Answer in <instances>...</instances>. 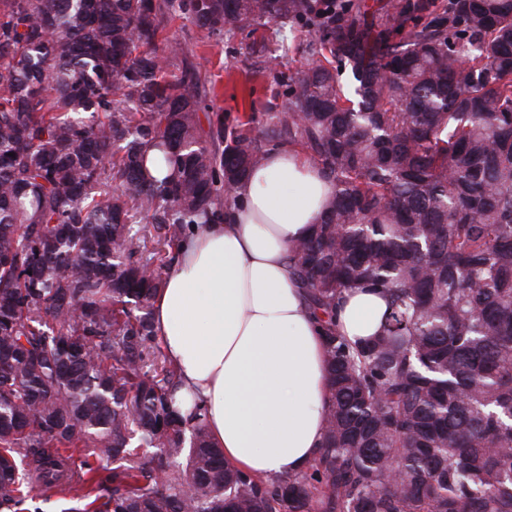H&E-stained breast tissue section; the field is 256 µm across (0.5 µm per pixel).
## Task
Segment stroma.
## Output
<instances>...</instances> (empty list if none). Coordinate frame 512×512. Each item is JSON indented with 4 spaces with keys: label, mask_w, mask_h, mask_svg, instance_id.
<instances>
[{
    "label": "stroma",
    "mask_w": 512,
    "mask_h": 512,
    "mask_svg": "<svg viewBox=\"0 0 512 512\" xmlns=\"http://www.w3.org/2000/svg\"><path fill=\"white\" fill-rule=\"evenodd\" d=\"M164 25L180 45L179 59L192 64L198 84L204 85L212 112L279 110L285 101L281 75L307 69L314 62L304 50L307 35L300 30L285 35L274 25L260 24L254 32L228 39L208 35L182 16L165 20ZM256 40L266 43V57L254 53Z\"/></svg>",
    "instance_id": "stroma-1"
}]
</instances>
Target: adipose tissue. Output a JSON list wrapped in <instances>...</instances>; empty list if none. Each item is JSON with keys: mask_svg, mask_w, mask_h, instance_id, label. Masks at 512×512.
<instances>
[{"mask_svg": "<svg viewBox=\"0 0 512 512\" xmlns=\"http://www.w3.org/2000/svg\"><path fill=\"white\" fill-rule=\"evenodd\" d=\"M329 184L292 149L271 151L219 224L195 225L155 296L152 317L176 365L179 406L202 402L227 464L264 480L304 470L328 406L321 327L289 277L288 248L317 222ZM375 291L346 294L336 327L374 335Z\"/></svg>", "mask_w": 512, "mask_h": 512, "instance_id": "adipose-tissue-1", "label": "adipose tissue"}]
</instances>
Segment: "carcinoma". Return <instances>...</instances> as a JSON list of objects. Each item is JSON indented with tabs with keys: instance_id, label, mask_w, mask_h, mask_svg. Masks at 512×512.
<instances>
[{
	"instance_id": "carcinoma-1",
	"label": "carcinoma",
	"mask_w": 512,
	"mask_h": 512,
	"mask_svg": "<svg viewBox=\"0 0 512 512\" xmlns=\"http://www.w3.org/2000/svg\"><path fill=\"white\" fill-rule=\"evenodd\" d=\"M173 15L304 29L323 61L204 125ZM280 147L332 187L289 247L329 406L310 465L259 481L176 406L151 308ZM150 148L177 178L144 177ZM355 289L387 305L352 343ZM36 487L64 512H512V0H0V512ZM386 308V300L375 291L357 290L345 295L336 312V327L351 342L373 336Z\"/></svg>"
}]
</instances>
